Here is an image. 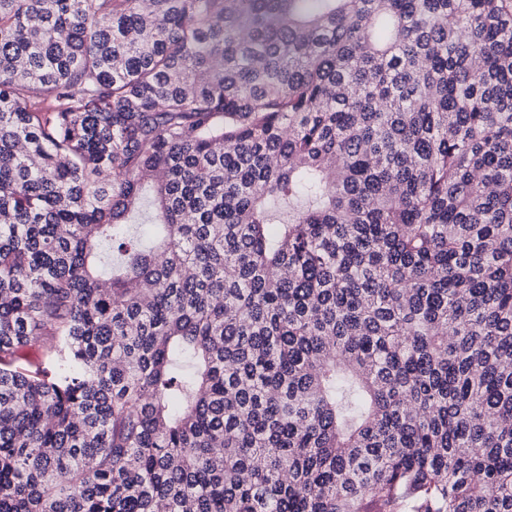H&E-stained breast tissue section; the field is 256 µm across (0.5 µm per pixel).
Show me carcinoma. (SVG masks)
<instances>
[{"label":"carcinoma","mask_w":512,"mask_h":512,"mask_svg":"<svg viewBox=\"0 0 512 512\" xmlns=\"http://www.w3.org/2000/svg\"><path fill=\"white\" fill-rule=\"evenodd\" d=\"M0 512H512V0H0Z\"/></svg>","instance_id":"1"}]
</instances>
